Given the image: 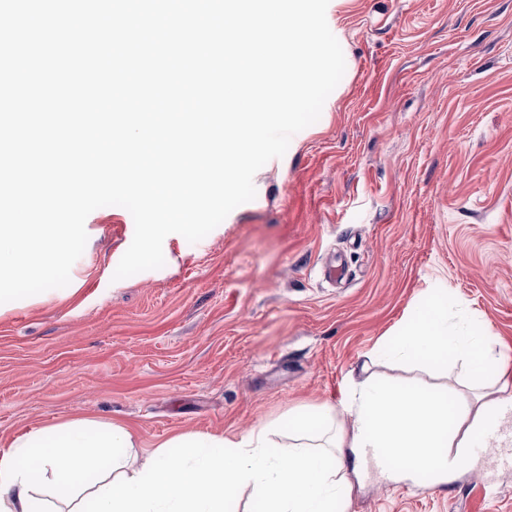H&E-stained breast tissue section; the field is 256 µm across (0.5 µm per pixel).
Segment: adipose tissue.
Returning a JSON list of instances; mask_svg holds the SVG:
<instances>
[{"instance_id":"obj_1","label":"adipose tissue","mask_w":512,"mask_h":512,"mask_svg":"<svg viewBox=\"0 0 512 512\" xmlns=\"http://www.w3.org/2000/svg\"><path fill=\"white\" fill-rule=\"evenodd\" d=\"M447 307L442 296L418 306L378 356L461 359L475 383L494 378L492 393L467 401L371 376L342 401L347 429H337L330 408L316 407L294 417L281 445L269 424L243 436L176 435L143 458L129 455L135 436L124 425L60 422L0 454V512H53L49 487L76 489L67 512H224L246 490L263 512H336L369 463L395 483H446L469 465L470 448L493 446L512 414V357L485 328L450 327Z\"/></svg>"}]
</instances>
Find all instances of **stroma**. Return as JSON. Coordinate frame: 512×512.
<instances>
[{
    "instance_id": "35a3bbf8",
    "label": "stroma",
    "mask_w": 512,
    "mask_h": 512,
    "mask_svg": "<svg viewBox=\"0 0 512 512\" xmlns=\"http://www.w3.org/2000/svg\"><path fill=\"white\" fill-rule=\"evenodd\" d=\"M345 73L256 197L123 280L131 214L102 207L69 286L0 304V454L67 419L179 434L288 427L336 409L363 365L467 392V363L370 364L429 296L512 354V0H330ZM334 265L342 274L324 279ZM512 443L448 485L369 470L347 512H512Z\"/></svg>"
}]
</instances>
